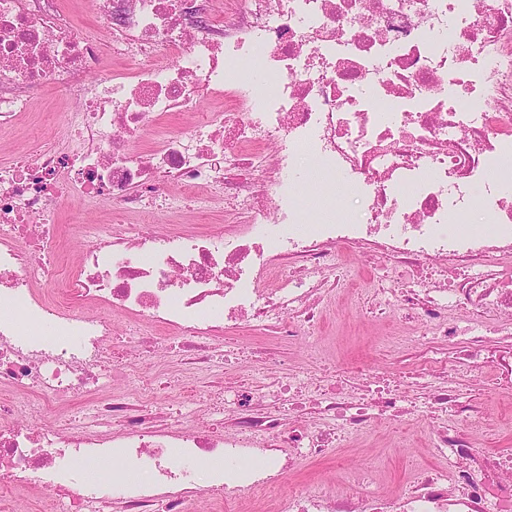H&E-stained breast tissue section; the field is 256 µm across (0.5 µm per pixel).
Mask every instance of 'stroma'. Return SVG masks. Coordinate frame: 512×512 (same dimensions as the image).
Listing matches in <instances>:
<instances>
[{"instance_id":"1","label":"stroma","mask_w":512,"mask_h":512,"mask_svg":"<svg viewBox=\"0 0 512 512\" xmlns=\"http://www.w3.org/2000/svg\"><path fill=\"white\" fill-rule=\"evenodd\" d=\"M60 11L69 15L79 32L94 39L99 47L100 63L98 68L88 74L89 82H97L104 76H120L126 73L128 63L113 53L106 22L92 8L91 0H56ZM29 110L12 127L0 131V161H10L15 153L29 142L43 138L56 140L64 123L66 112L73 103L62 92L52 86H43L28 90ZM108 219L106 206L91 207L69 196H61L55 205V221L62 226L64 250L55 263L59 274L73 272L69 258L77 250L82 228L88 224H101ZM248 221V214L231 202L215 199L212 214L199 216L192 209H185L177 215L161 213L151 221L150 227L156 231L171 226H179L186 231L207 232L214 227L227 229ZM340 259L344 264V273L348 279L357 283L356 288L337 292L325 299L326 310L322 326L325 352L318 362L308 359L303 343L276 345L272 351L279 359V371L283 374L299 373L312 369L330 372L341 367L352 373L371 375L386 371L392 374L414 367L419 362L416 345L397 347L395 337L409 335L407 326L390 322H379L369 318L356 317L355 311L366 306L370 290L377 283H384L389 290L403 287L400 277L385 278L383 270L371 269L369 256L341 248ZM112 322L121 332L117 342L125 356V365L113 368L107 383L108 389H122L127 385L126 364L151 358L156 369L182 377L185 385L195 386L206 391L210 401L223 398L226 387L247 381L255 390H266L272 375L266 367L246 351L222 364H212L206 369L195 370L185 364L179 352H160L147 356L146 348L135 336L123 335L125 319L114 316ZM461 394L478 408L471 431L481 446L491 454L504 451L512 452V389L500 385L495 368H485L479 378H471L460 373ZM431 422L427 419L416 420L410 427L402 447H395V433L377 431L369 434L359 432L352 437L350 452L357 462H365L380 457L384 467L381 471L382 490L393 493L400 489L409 477L402 466L403 461L420 464L431 463L428 446V434ZM65 501L52 498L38 490L11 491L0 489V512H65Z\"/></svg>"}]
</instances>
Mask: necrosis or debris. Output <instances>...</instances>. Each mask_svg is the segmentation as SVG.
<instances>
[{"mask_svg": "<svg viewBox=\"0 0 512 512\" xmlns=\"http://www.w3.org/2000/svg\"><path fill=\"white\" fill-rule=\"evenodd\" d=\"M212 0H93L126 76L87 82L98 59L54 0H0V128L49 84L75 100L62 145L41 140L0 164V488L65 493L70 512H195L206 499L236 512H512V454L489 456L470 426L474 409L452 377L414 387L404 371L369 400L336 372L329 393L307 374L273 382L271 398L304 392L320 421L284 426L244 385L225 426L159 425L186 408L158 398L147 366L134 367L140 402L103 395L112 373L113 315L162 326L185 351L247 326L257 338L316 337L320 300L347 287L338 246L365 250L388 272L416 273L372 313L410 324L422 358L451 354L470 375L494 366L512 387V0H226L224 24H206ZM154 57L153 65L137 57ZM259 62L263 83L247 79ZM223 99L197 125L163 123ZM155 129L148 152L139 133ZM357 199L313 212L292 182L300 157ZM234 198L248 223L206 234L143 227L147 196L171 214L199 187ZM113 206L117 219L84 226L72 274L50 275L62 194ZM483 229L472 232L474 219ZM279 271L275 287L262 272ZM476 310L467 337L448 314ZM79 410L78 431L54 418ZM433 420L432 447L448 472L423 466L408 490L377 492L376 473L342 454L372 417ZM332 459L358 495L303 489L275 496L301 459ZM109 463L106 479L78 473Z\"/></svg>", "mask_w": 512, "mask_h": 512, "instance_id": "obj_1", "label": "necrosis or debris"}]
</instances>
